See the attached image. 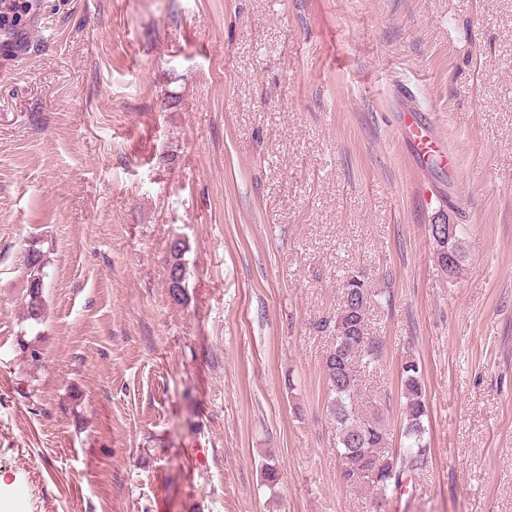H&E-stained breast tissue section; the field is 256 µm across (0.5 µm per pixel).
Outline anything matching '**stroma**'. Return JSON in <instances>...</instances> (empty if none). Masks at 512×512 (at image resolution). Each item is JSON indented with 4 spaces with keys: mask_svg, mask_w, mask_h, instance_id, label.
<instances>
[{
    "mask_svg": "<svg viewBox=\"0 0 512 512\" xmlns=\"http://www.w3.org/2000/svg\"><path fill=\"white\" fill-rule=\"evenodd\" d=\"M402 80L454 173L416 168ZM353 271L383 293L361 408L399 447L408 358L429 407L387 497L340 481L326 413ZM0 512H512V0H37L0 54ZM440 224H448L446 225V230L439 231L441 228ZM440 224H433L429 227V236L434 244V250L437 257V261L439 263V266L441 269L446 272L449 276H452L456 274V272L459 269V266L457 270L455 271H449L448 267L451 266L450 260H452V257L457 259L459 263L462 259V251H461V234L463 226L462 224H456L453 221H444ZM456 224V225H454ZM448 226V227H447ZM455 226V233L454 235L448 240V232L451 233L454 230ZM438 227V229H437ZM448 229V232H447ZM445 234V239L441 240L440 233ZM439 235V237H438ZM26 268V294L25 307L27 317L31 320H40L45 306V267L43 254L38 248H29L25 257ZM42 281V282H41Z\"/></svg>",
    "mask_w": 512,
    "mask_h": 512,
    "instance_id": "stroma-1",
    "label": "stroma"
}]
</instances>
